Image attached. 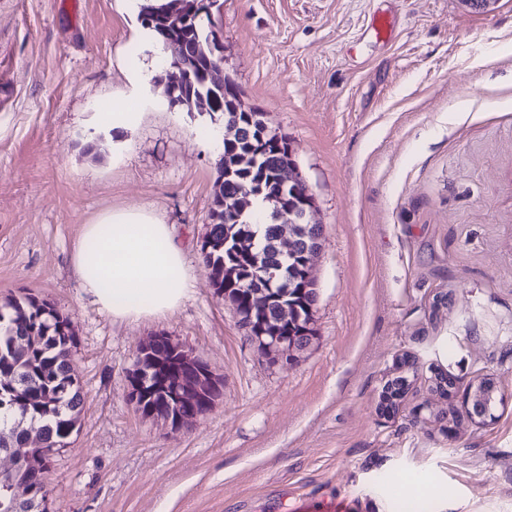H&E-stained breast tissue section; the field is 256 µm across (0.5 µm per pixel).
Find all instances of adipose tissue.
I'll return each instance as SVG.
<instances>
[{
	"label": "adipose tissue",
	"mask_w": 512,
	"mask_h": 512,
	"mask_svg": "<svg viewBox=\"0 0 512 512\" xmlns=\"http://www.w3.org/2000/svg\"><path fill=\"white\" fill-rule=\"evenodd\" d=\"M71 262L84 293L120 322L171 313L193 278L171 227L145 209L85 225Z\"/></svg>",
	"instance_id": "1"
}]
</instances>
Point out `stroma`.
<instances>
[{"mask_svg": "<svg viewBox=\"0 0 512 512\" xmlns=\"http://www.w3.org/2000/svg\"><path fill=\"white\" fill-rule=\"evenodd\" d=\"M201 24L314 199L316 340L270 364L212 286L224 127L170 105L129 0H0V307L70 318L84 393L48 512H512V0H214ZM117 96L139 101L126 131L99 121ZM121 209L172 225L195 274L164 318L113 321L73 273L84 225ZM159 333L224 380L178 434L128 397ZM440 372L493 376V418L442 419L462 398Z\"/></svg>", "mask_w": 512, "mask_h": 512, "instance_id": "stroma-1", "label": "stroma"}]
</instances>
